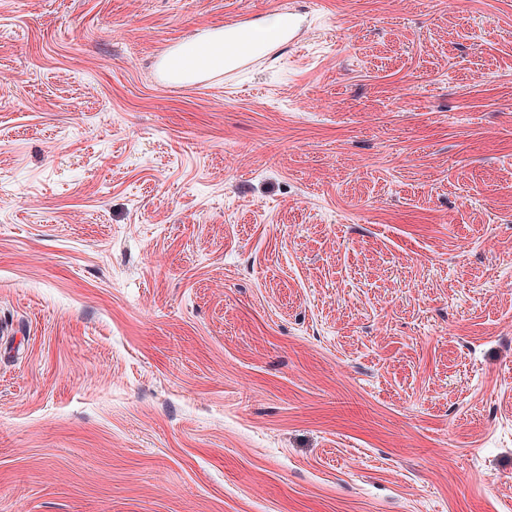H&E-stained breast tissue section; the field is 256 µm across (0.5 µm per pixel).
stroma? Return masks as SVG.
<instances>
[{
	"label": "stroma",
	"instance_id": "35a3bbf8",
	"mask_svg": "<svg viewBox=\"0 0 512 512\" xmlns=\"http://www.w3.org/2000/svg\"><path fill=\"white\" fill-rule=\"evenodd\" d=\"M0 512H512V0H0ZM284 23L285 16H274L266 27L254 30L250 32L244 40L236 42L233 49L242 55L258 52L263 47L269 46L273 40L279 38ZM250 23V19L236 18L232 19L224 26V44L214 43L208 44H195L193 51L183 59V63L187 67H192L194 63L197 67L210 63L214 60H224L225 46L229 47V36L233 33H244L249 31L246 26ZM265 60H266V55L255 58V59H251L249 61H245L241 64H239V62H240V60H239L234 65L227 66L226 68H224V73L219 72V69L215 68L211 64H208L204 68V70L207 73L201 74L202 70L200 68H195V69H193V71L196 75L186 76V77L181 78L180 80L174 82L173 84H177V85L188 84L189 86L204 88V87H209V86L214 85L215 82L219 81L222 78L221 76L223 74H224V82L226 83V82L230 81L232 76L235 74V71L237 68L242 67L244 65H248V64H254V65L262 64V63H265Z\"/></svg>",
	"mask_w": 512,
	"mask_h": 512
}]
</instances>
